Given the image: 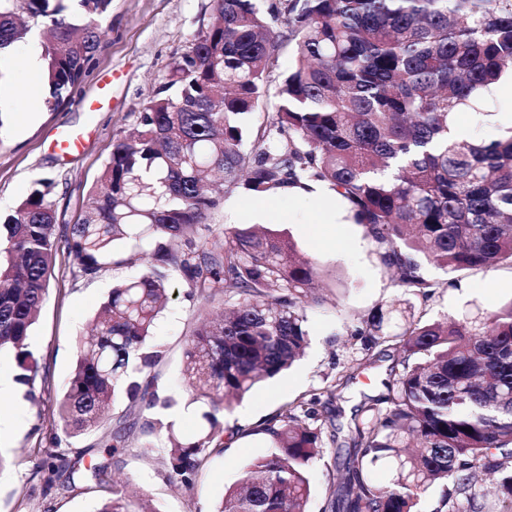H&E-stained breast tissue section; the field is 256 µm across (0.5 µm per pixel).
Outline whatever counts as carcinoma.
Here are the masks:
<instances>
[{
    "label": "carcinoma",
    "instance_id": "cac0c4a2",
    "mask_svg": "<svg viewBox=\"0 0 512 512\" xmlns=\"http://www.w3.org/2000/svg\"><path fill=\"white\" fill-rule=\"evenodd\" d=\"M112 0H0V51L43 23L51 105L71 96L102 48ZM219 23L198 33L169 66L138 126L113 143L88 210L67 228L86 276L126 262L128 241L145 243L147 269L112 286L58 403L62 429L97 428L109 405L144 416V452L174 396L152 370L162 358L151 339L176 275L202 301L185 351V387L202 404L196 433L171 443L169 478L193 484L203 459L223 447L228 397L242 398L290 368L308 345L307 310L319 269L293 241L241 224L207 223L224 194L255 195L328 185L365 228L376 260L398 285L425 298L448 274L512 263V129L486 140L453 133L469 110L488 116L491 86L512 74V0H211ZM295 46L279 83L271 122L253 128L284 44ZM34 190L0 225V350L14 353L15 382L33 395L37 361L28 338L46 300L56 256L57 213ZM406 299L360 318L367 359L395 347L399 359L355 424L354 453L337 469L323 512H416L435 484V512L512 507V303L479 318L424 323ZM337 379L265 419L269 452L244 468L213 512H306L309 469L322 457V397ZM127 426L102 442L104 457L84 469V486L106 489L95 512H160L146 497L104 479L122 454ZM36 473L52 488L69 467L38 449ZM386 463L390 483L371 478ZM497 476L495 497L476 488Z\"/></svg>",
    "mask_w": 512,
    "mask_h": 512
}]
</instances>
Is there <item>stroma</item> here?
Instances as JSON below:
<instances>
[{
	"label": "stroma",
	"mask_w": 512,
	"mask_h": 512,
	"mask_svg": "<svg viewBox=\"0 0 512 512\" xmlns=\"http://www.w3.org/2000/svg\"><path fill=\"white\" fill-rule=\"evenodd\" d=\"M210 0H112L103 32V48L91 69L60 107L51 106L42 73L29 71L31 56L41 53L43 30L31 26L22 42L0 55V223L33 190L49 185L59 226L78 222L91 187L102 174L112 144L137 126L143 105L163 83L168 65L184 53L201 31L212 25ZM100 102L98 111H85L82 100ZM86 134L82 153L59 158L52 148L63 129ZM282 214L274 231L289 235L299 255L309 258L324 275L323 301L308 311L310 346L291 369L256 388L224 416V446L202 463L193 486L172 484L163 463L169 447L160 434L153 454H143L138 434H131L125 452L108 471L114 480L131 479L134 490L148 495L160 512H212L224 489L236 483L244 464L267 452V442L255 429L282 405L329 385L335 378L352 379L332 406L335 438L326 442L324 458L310 470L309 512H322L338 463L352 454L354 416L365 396L382 393V379L392 365L377 355L361 367L364 350L354 331L361 315L399 297L401 290L376 260L361 225L316 224L318 204L311 196L279 195ZM144 261L109 266L97 276H82L66 244H59L49 279V294L29 339L38 362L34 398L19 389L0 395V455L8 465L0 471V512H93L99 490L86 493L45 491L33 477L35 451L58 444L82 466L100 454L99 442L110 435L125 413L124 404L110 408L98 431L67 437L56 416L77 360L76 343L86 334L114 281L143 272ZM442 285L432 297H410L412 311L432 322L452 314L466 318L512 302V265L488 271L466 270L451 275L431 270ZM200 301L182 280L171 283L166 306L153 329V340L165 352L156 371L160 386L179 404L166 415L178 437L193 435L199 409L191 405L183 384L187 332Z\"/></svg>",
	"instance_id": "stroma-1"
}]
</instances>
